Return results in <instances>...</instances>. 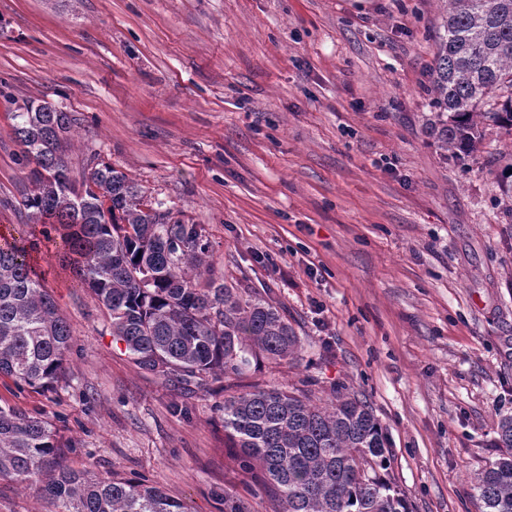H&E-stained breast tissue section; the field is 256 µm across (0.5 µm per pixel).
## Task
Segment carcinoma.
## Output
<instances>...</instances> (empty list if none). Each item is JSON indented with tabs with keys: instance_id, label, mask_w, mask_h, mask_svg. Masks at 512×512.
Listing matches in <instances>:
<instances>
[{
	"instance_id": "obj_1",
	"label": "carcinoma",
	"mask_w": 512,
	"mask_h": 512,
	"mask_svg": "<svg viewBox=\"0 0 512 512\" xmlns=\"http://www.w3.org/2000/svg\"><path fill=\"white\" fill-rule=\"evenodd\" d=\"M431 94L439 148L476 150L482 125L512 134V0H445ZM13 131L32 190L25 221L0 241V376L48 391L71 348L70 329L33 262L39 237L109 311L112 338L142 369L179 386L208 388L251 358L295 356L299 338L279 311L238 289L200 279L204 229L172 218L111 165L68 174L66 134L76 118L25 103ZM224 435L243 466L258 467L274 512H411L385 476L386 433L347 387L315 399L302 389L252 387L224 398ZM499 457L474 477L481 512H512V416L497 427ZM52 425L0 405V479L41 484L47 512H186L141 481L92 476L64 464Z\"/></svg>"
}]
</instances>
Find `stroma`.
Here are the masks:
<instances>
[{
    "label": "stroma",
    "instance_id": "35a3bbf8",
    "mask_svg": "<svg viewBox=\"0 0 512 512\" xmlns=\"http://www.w3.org/2000/svg\"><path fill=\"white\" fill-rule=\"evenodd\" d=\"M440 0H0V230L31 185L23 102L72 113L70 175L124 172L201 225L215 279L275 306L293 360L240 385L365 398L412 512H478L473 473L512 414V136L444 157L430 132ZM72 332L53 391L0 377L70 466L159 487L187 512L270 497L224 445V385L139 369L106 309L39 255Z\"/></svg>",
    "mask_w": 512,
    "mask_h": 512
}]
</instances>
